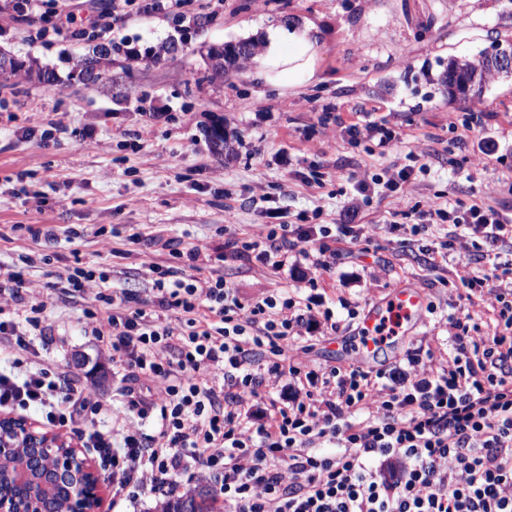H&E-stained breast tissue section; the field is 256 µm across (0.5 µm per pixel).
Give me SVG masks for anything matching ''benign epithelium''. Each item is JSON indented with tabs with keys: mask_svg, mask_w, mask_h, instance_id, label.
Wrapping results in <instances>:
<instances>
[{
	"mask_svg": "<svg viewBox=\"0 0 512 512\" xmlns=\"http://www.w3.org/2000/svg\"><path fill=\"white\" fill-rule=\"evenodd\" d=\"M43 452L53 456L51 471L43 472L31 460ZM15 460L10 488L0 487V512H60L49 497L29 490L36 484H68L76 512H99L101 479L93 466L66 440L37 430L25 420L0 417V460Z\"/></svg>",
	"mask_w": 512,
	"mask_h": 512,
	"instance_id": "1",
	"label": "benign epithelium"
}]
</instances>
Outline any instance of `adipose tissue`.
I'll return each mask as SVG.
<instances>
[{
	"instance_id": "1",
	"label": "adipose tissue",
	"mask_w": 512,
	"mask_h": 512,
	"mask_svg": "<svg viewBox=\"0 0 512 512\" xmlns=\"http://www.w3.org/2000/svg\"><path fill=\"white\" fill-rule=\"evenodd\" d=\"M315 60V42L308 31L268 27L259 61L277 82L289 84L299 76L313 74Z\"/></svg>"
}]
</instances>
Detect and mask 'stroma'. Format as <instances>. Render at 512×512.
<instances>
[{"mask_svg":"<svg viewBox=\"0 0 512 512\" xmlns=\"http://www.w3.org/2000/svg\"><path fill=\"white\" fill-rule=\"evenodd\" d=\"M199 17L164 56L128 61L92 59L83 44L61 39L32 42L39 22L0 16V50L33 68L34 78H0V261L23 271L42 293L61 287L66 269L105 273L115 285L138 288L143 266L162 261L157 251L132 243L133 228L163 225L167 235L201 246L224 241L225 225L246 232L266 223L257 184L285 186L278 204L288 221L322 206L326 222H341L342 207L366 168L389 166L393 154L351 143L345 125L368 119L399 133L401 151H426L428 173L417 174L410 203L441 196L469 205L481 188L499 186L494 206H512V75L494 78L481 100L479 124H463L469 104L453 100L441 77L453 58L494 52L512 43V0H195ZM312 24L318 32L316 72L293 85L267 80L257 60L230 71L223 82L205 78L212 47L261 42L269 25ZM176 18L127 16L120 35L153 46L173 34ZM331 105L339 121L324 124ZM165 109L168 120L149 111ZM459 126L449 129V116ZM67 133L43 141L25 128L48 122ZM96 129L98 147L87 150L78 134ZM224 129L228 155L215 153L210 125ZM498 145L486 168L467 158L484 138ZM325 174L323 187L305 185L311 167ZM55 224L58 238L34 241L24 225ZM418 243L400 246L384 234L370 256L352 250L323 276L319 288L334 314L336 334L312 339L307 359L347 367L337 340L352 336L341 299L366 306L405 283L423 291L437 312L397 348L375 359L383 368L406 351L431 348L444 359L446 329L439 316L468 310L486 335L494 323L488 300L468 301L454 273L427 271ZM224 274L242 298L291 286L286 274L228 254ZM83 299L48 307L41 356L79 374L103 402L122 408L124 371L105 346L84 332Z\"/></svg>","mask_w":512,"mask_h":512,"instance_id":"stroma-1","label":"stroma"}]
</instances>
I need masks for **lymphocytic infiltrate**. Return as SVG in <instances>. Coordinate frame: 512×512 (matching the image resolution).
I'll return each instance as SVG.
<instances>
[{
  "label": "lymphocytic infiltrate",
  "mask_w": 512,
  "mask_h": 512,
  "mask_svg": "<svg viewBox=\"0 0 512 512\" xmlns=\"http://www.w3.org/2000/svg\"><path fill=\"white\" fill-rule=\"evenodd\" d=\"M57 0H12L37 17L36 39L92 38L108 54L138 60L136 42L114 29L129 12L194 21L193 0H108L94 14ZM407 165L364 171L348 213L373 198H403ZM413 233L433 238L422 251L431 271L459 263L457 280L496 301L488 335L470 334L471 314L451 315L448 358L409 351L392 366L324 368L299 355L307 336L335 329L317 293L324 273L356 244L374 245L391 224H325L322 208L297 223H270L234 239L240 255L306 281L300 298L274 288L246 301L218 267L221 248L170 238L165 263L150 265L147 294L106 287V275L66 278L65 296L89 298L92 336L123 367L128 384L122 444L96 430L106 404L66 372L0 373V409L39 407L49 425L83 428L86 447L116 495L168 487L194 466L214 478L224 512H512V216L474 203L412 207ZM47 298L14 269L0 271V339L35 352L33 334ZM159 413L156 435L139 420Z\"/></svg>",
  "instance_id": "lymphocytic-infiltrate-1"
}]
</instances>
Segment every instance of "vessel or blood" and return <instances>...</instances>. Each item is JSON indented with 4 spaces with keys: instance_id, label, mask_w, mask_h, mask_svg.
Here are the masks:
<instances>
[{
    "instance_id": "1",
    "label": "vessel or blood",
    "mask_w": 512,
    "mask_h": 512,
    "mask_svg": "<svg viewBox=\"0 0 512 512\" xmlns=\"http://www.w3.org/2000/svg\"><path fill=\"white\" fill-rule=\"evenodd\" d=\"M425 320L421 291L406 286L395 288L384 301L365 310L358 338L350 350L359 360L376 358L387 343L416 330Z\"/></svg>"
}]
</instances>
